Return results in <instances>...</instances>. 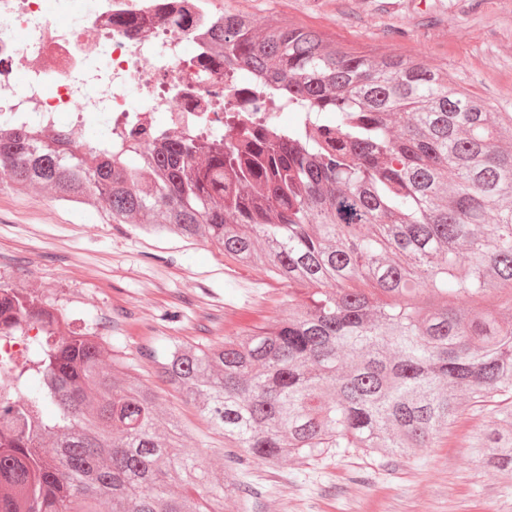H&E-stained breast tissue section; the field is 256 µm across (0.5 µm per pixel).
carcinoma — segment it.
<instances>
[{
	"label": "carcinoma",
	"instance_id": "carcinoma-1",
	"mask_svg": "<svg viewBox=\"0 0 512 512\" xmlns=\"http://www.w3.org/2000/svg\"><path fill=\"white\" fill-rule=\"evenodd\" d=\"M209 40L231 77L260 72L263 94L287 96L296 125L171 140L144 179L101 133L80 157L0 115L3 183L288 288L284 320L139 347L233 462L408 457L479 411L467 448L512 474V114L422 63L277 19L226 10ZM0 332L29 346L0 391V512H225L239 488L185 446L124 337L71 330L36 285H0Z\"/></svg>",
	"mask_w": 512,
	"mask_h": 512
}]
</instances>
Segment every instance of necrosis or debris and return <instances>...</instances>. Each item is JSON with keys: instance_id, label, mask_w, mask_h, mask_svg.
<instances>
[{"instance_id": "obj_1", "label": "necrosis or debris", "mask_w": 512, "mask_h": 512, "mask_svg": "<svg viewBox=\"0 0 512 512\" xmlns=\"http://www.w3.org/2000/svg\"><path fill=\"white\" fill-rule=\"evenodd\" d=\"M74 4L0 0V114L13 127L66 128L81 152L94 121L115 144L144 150L170 138L220 141L240 122L280 125L286 105L256 93L250 76L228 83L202 34L219 23L222 0H92L77 19Z\"/></svg>"}]
</instances>
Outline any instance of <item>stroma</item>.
<instances>
[{"mask_svg":"<svg viewBox=\"0 0 512 512\" xmlns=\"http://www.w3.org/2000/svg\"><path fill=\"white\" fill-rule=\"evenodd\" d=\"M225 9L316 29L362 52L430 63L494 112L512 113V0H223ZM37 283L64 304L74 327L111 316L128 353L145 329L205 344L238 327L288 315V289L177 237L109 224L90 205L47 202L0 185V284ZM140 379L181 416L205 466L226 468L239 512H512V480L464 446L460 422L439 446L409 457L358 451L276 466L230 464L223 435L157 381Z\"/></svg>","mask_w":512,"mask_h":512,"instance_id":"stroma-1","label":"stroma"}]
</instances>
